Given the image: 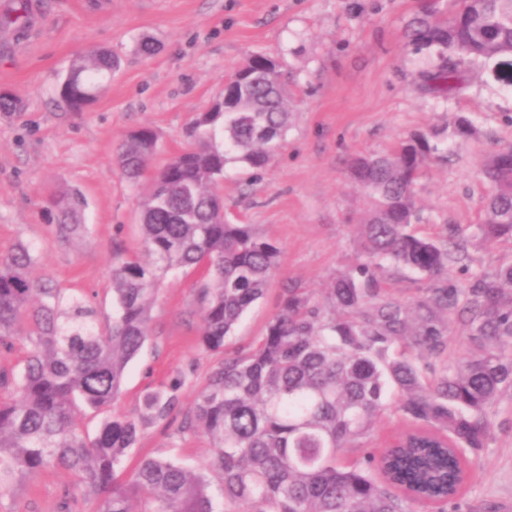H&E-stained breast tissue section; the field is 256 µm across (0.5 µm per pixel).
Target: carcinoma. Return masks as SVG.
<instances>
[{
	"label": "carcinoma",
	"mask_w": 512,
	"mask_h": 512,
	"mask_svg": "<svg viewBox=\"0 0 512 512\" xmlns=\"http://www.w3.org/2000/svg\"><path fill=\"white\" fill-rule=\"evenodd\" d=\"M408 37L430 50L419 72L437 96L463 88L465 67L512 52V0H453L417 13ZM117 68L99 51L74 58L60 84L71 112L95 98ZM278 61L254 54L227 80L224 103L199 112L187 142L152 176L143 200L141 253L112 266V323L96 310L39 286L30 277L31 250L0 258V346L29 338L20 376L0 371V492L17 481L66 471L98 498V512H461L466 453L485 446L489 409L512 390V264L472 276L462 287L448 266L464 260L463 236L419 234L413 188L439 151L419 131L384 153L358 155L350 170L371 199L360 228L362 260L338 274L323 300L286 291L262 336L225 352L184 427L209 440L205 473L145 457L124 478L126 457L143 427L176 408L173 386L145 395L135 416L114 413L92 440L76 424L78 406L112 407L128 363L150 336V311L164 277L202 272L197 289L200 344L224 352L226 340L261 299L278 265L279 249L251 224L224 215L219 186L227 166L258 171L283 146L292 112ZM475 133L461 115L448 137ZM158 136L149 126L130 131L119 166L143 177ZM483 177L482 237L512 241V148L490 155ZM84 198L52 196L45 211L58 233L77 232ZM408 269L430 282L406 304L380 288L376 272ZM462 318L474 352L454 363L448 322ZM395 405L407 429L382 452L365 445L378 417ZM218 477L210 490L208 474Z\"/></svg>",
	"instance_id": "carcinoma-1"
}]
</instances>
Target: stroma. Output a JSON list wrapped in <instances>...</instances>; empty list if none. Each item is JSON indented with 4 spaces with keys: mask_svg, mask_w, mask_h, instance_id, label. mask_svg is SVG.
I'll list each match as a JSON object with an SVG mask.
<instances>
[{
    "mask_svg": "<svg viewBox=\"0 0 512 512\" xmlns=\"http://www.w3.org/2000/svg\"><path fill=\"white\" fill-rule=\"evenodd\" d=\"M424 0H0L24 11L23 28L0 27V90L20 111L0 113V257L32 249L33 279L85 299L100 322L112 317V259L141 249V203L149 178L128 180L118 165L125 135L147 125L158 135L157 170L185 143L196 113L224 95V79L262 52L288 75L293 125L275 160L252 172L228 166L224 211L280 249L268 288L230 339L236 350L261 336L284 288L321 297L359 259L365 190L350 178L356 153H381L411 132L442 129L471 116L476 132L448 142V157L430 162L415 184L417 228L438 237L460 228L469 238L465 266L449 277L492 273L512 261V243L477 236L487 187L484 160L512 146V55L488 60L448 100L418 85L421 52L404 26ZM156 51L140 53V41ZM110 52L118 62L83 112L59 101L62 76L77 55ZM81 193L86 231L58 237L45 214L57 194ZM198 271L168 277L150 313V336L126 370L117 412L134 416L147 393L177 385L169 419L144 427L129 467L159 457L197 471L209 454L199 432L182 430L220 356L200 348ZM484 448L471 452L462 499L472 512H512V391L489 413ZM75 512H96L74 476L46 472L0 493V512H58L63 488Z\"/></svg>",
    "mask_w": 512,
    "mask_h": 512,
    "instance_id": "stroma-1",
    "label": "stroma"
}]
</instances>
